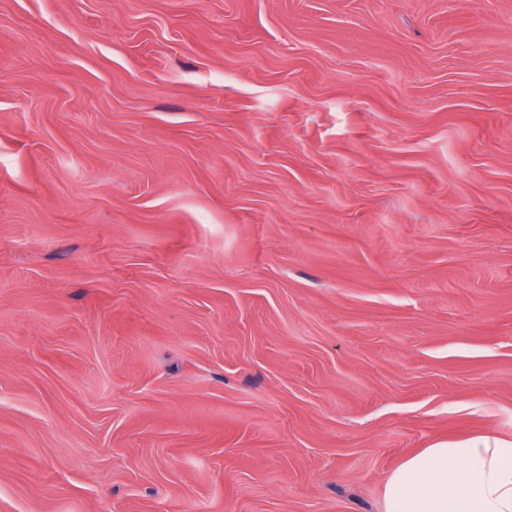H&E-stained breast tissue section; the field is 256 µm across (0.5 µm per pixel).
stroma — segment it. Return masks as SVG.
<instances>
[{
  "label": "stroma",
  "mask_w": 512,
  "mask_h": 512,
  "mask_svg": "<svg viewBox=\"0 0 512 512\" xmlns=\"http://www.w3.org/2000/svg\"><path fill=\"white\" fill-rule=\"evenodd\" d=\"M512 438V0H0V512H384Z\"/></svg>",
  "instance_id": "1"
}]
</instances>
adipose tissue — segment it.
Here are the masks:
<instances>
[{"label": "adipose tissue", "instance_id": "adipose-tissue-1", "mask_svg": "<svg viewBox=\"0 0 512 512\" xmlns=\"http://www.w3.org/2000/svg\"><path fill=\"white\" fill-rule=\"evenodd\" d=\"M384 512H512V439L443 441L387 477Z\"/></svg>", "mask_w": 512, "mask_h": 512}]
</instances>
